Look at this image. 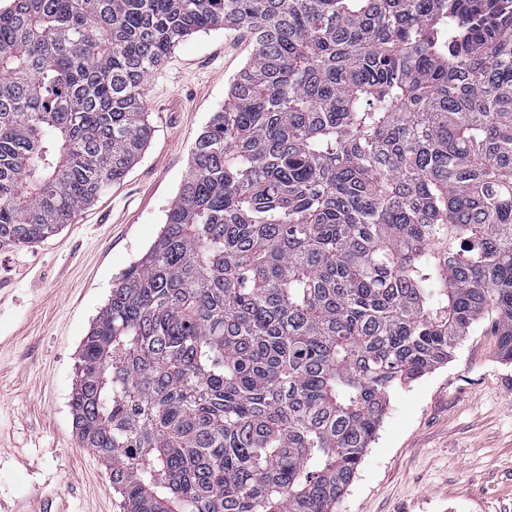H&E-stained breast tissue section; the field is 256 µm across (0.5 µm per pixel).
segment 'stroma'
<instances>
[{
    "label": "stroma",
    "mask_w": 512,
    "mask_h": 512,
    "mask_svg": "<svg viewBox=\"0 0 512 512\" xmlns=\"http://www.w3.org/2000/svg\"><path fill=\"white\" fill-rule=\"evenodd\" d=\"M253 51L239 30L177 44L144 84L152 137L124 180L44 241L0 250V512H118L73 423L78 354L157 238L195 139ZM333 512H512V361L491 320L391 396Z\"/></svg>",
    "instance_id": "obj_1"
}]
</instances>
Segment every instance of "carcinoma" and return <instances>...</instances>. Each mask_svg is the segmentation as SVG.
<instances>
[{
  "instance_id": "cac0c4a2",
  "label": "carcinoma",
  "mask_w": 512,
  "mask_h": 512,
  "mask_svg": "<svg viewBox=\"0 0 512 512\" xmlns=\"http://www.w3.org/2000/svg\"><path fill=\"white\" fill-rule=\"evenodd\" d=\"M255 50L70 407L121 512H333L391 394L493 315L512 361V0H8L0 250L139 160L185 38Z\"/></svg>"
}]
</instances>
